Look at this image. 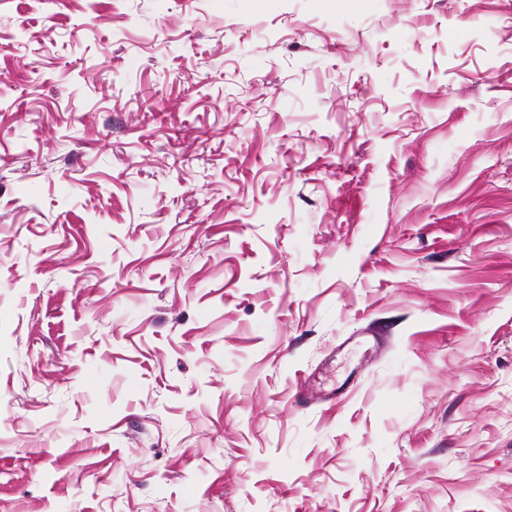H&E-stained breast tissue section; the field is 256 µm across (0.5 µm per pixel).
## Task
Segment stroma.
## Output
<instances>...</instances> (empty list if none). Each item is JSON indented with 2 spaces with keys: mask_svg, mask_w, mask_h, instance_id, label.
<instances>
[{
  "mask_svg": "<svg viewBox=\"0 0 512 512\" xmlns=\"http://www.w3.org/2000/svg\"><path fill=\"white\" fill-rule=\"evenodd\" d=\"M0 512H512V0H0Z\"/></svg>",
  "mask_w": 512,
  "mask_h": 512,
  "instance_id": "35a3bbf8",
  "label": "stroma"
}]
</instances>
